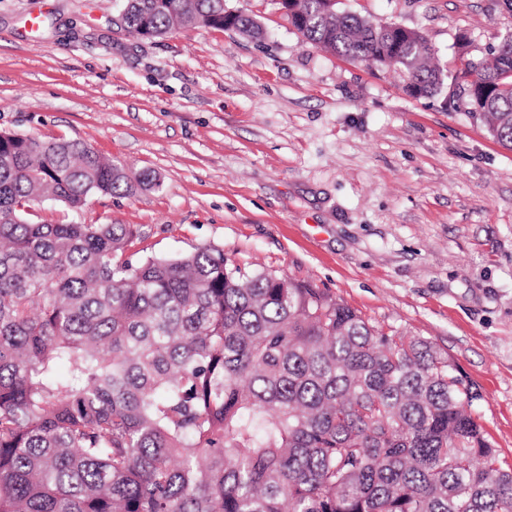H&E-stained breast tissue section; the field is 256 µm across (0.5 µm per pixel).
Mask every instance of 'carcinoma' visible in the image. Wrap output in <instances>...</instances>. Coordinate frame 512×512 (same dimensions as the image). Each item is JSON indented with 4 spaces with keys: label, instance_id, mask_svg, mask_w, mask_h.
<instances>
[{
    "label": "carcinoma",
    "instance_id": "1",
    "mask_svg": "<svg viewBox=\"0 0 512 512\" xmlns=\"http://www.w3.org/2000/svg\"><path fill=\"white\" fill-rule=\"evenodd\" d=\"M120 2L143 38L260 34L225 0ZM277 4L413 97L453 83L512 147V30L449 70L419 32L339 0ZM133 191L80 140L0 131V512H512L480 393L430 340L218 248L134 262L130 224L28 220Z\"/></svg>",
    "mask_w": 512,
    "mask_h": 512
}]
</instances>
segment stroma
I'll return each mask as SVG.
<instances>
[{"label": "stroma", "mask_w": 512, "mask_h": 512, "mask_svg": "<svg viewBox=\"0 0 512 512\" xmlns=\"http://www.w3.org/2000/svg\"><path fill=\"white\" fill-rule=\"evenodd\" d=\"M263 35L140 39L118 0H0V130L66 137L154 186L35 222L129 224L133 260L215 246L326 289L373 325L430 339L482 395L512 468V148L451 89L307 43L274 0H226ZM423 33L442 65L512 28L494 0H341Z\"/></svg>", "instance_id": "stroma-1"}]
</instances>
